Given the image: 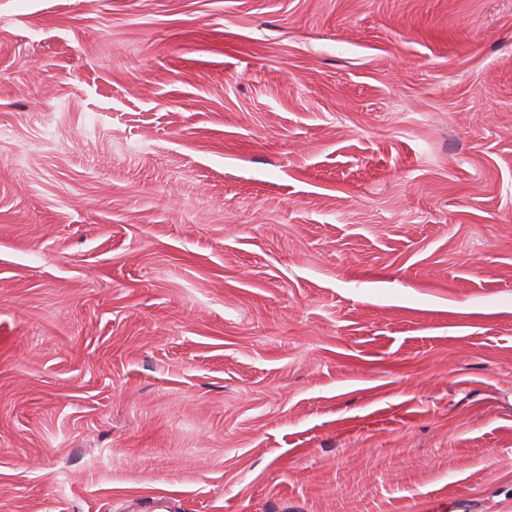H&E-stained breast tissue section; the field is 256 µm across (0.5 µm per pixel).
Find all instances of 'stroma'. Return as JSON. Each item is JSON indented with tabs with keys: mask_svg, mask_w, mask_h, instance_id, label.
I'll list each match as a JSON object with an SVG mask.
<instances>
[{
	"mask_svg": "<svg viewBox=\"0 0 512 512\" xmlns=\"http://www.w3.org/2000/svg\"><path fill=\"white\" fill-rule=\"evenodd\" d=\"M0 512H512V0H0Z\"/></svg>",
	"mask_w": 512,
	"mask_h": 512,
	"instance_id": "35a3bbf8",
	"label": "stroma"
}]
</instances>
